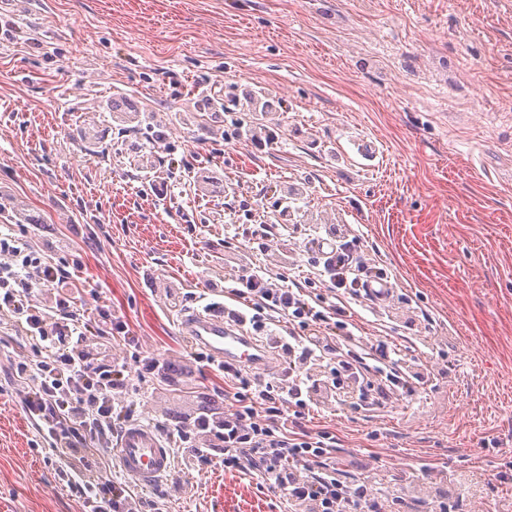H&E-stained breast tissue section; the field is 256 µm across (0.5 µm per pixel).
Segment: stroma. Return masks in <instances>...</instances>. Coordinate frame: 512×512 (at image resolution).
Returning a JSON list of instances; mask_svg holds the SVG:
<instances>
[{
    "label": "stroma",
    "instance_id": "obj_1",
    "mask_svg": "<svg viewBox=\"0 0 512 512\" xmlns=\"http://www.w3.org/2000/svg\"><path fill=\"white\" fill-rule=\"evenodd\" d=\"M0 19L18 31L0 43V225L25 203L18 232L52 262L78 257L83 309L126 323L134 344L91 332L83 351L124 366L135 421L195 414L222 384L183 312L230 303L255 270L330 295L308 245L353 239L391 288L350 303L354 332L396 344L419 392L355 411L319 384L310 428L406 512H512V0H0ZM232 86L282 101L276 144L255 149L236 106L200 121L193 93ZM116 110L143 112L144 146L166 133L170 198L70 137L78 122L111 144ZM283 217L288 241L247 233ZM31 356L0 314V512H88L16 396L9 367ZM150 357L169 374L144 375ZM129 487L162 512H289L220 465Z\"/></svg>",
    "mask_w": 512,
    "mask_h": 512
}]
</instances>
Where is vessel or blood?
<instances>
[{
  "instance_id": "b4317fda",
  "label": "vessel or blood",
  "mask_w": 512,
  "mask_h": 512,
  "mask_svg": "<svg viewBox=\"0 0 512 512\" xmlns=\"http://www.w3.org/2000/svg\"><path fill=\"white\" fill-rule=\"evenodd\" d=\"M182 329L191 342L226 363L264 370L276 358L272 349L250 336L241 324L225 322L220 316L189 314ZM115 455L121 470L146 487L161 484L172 466L171 451L164 441L151 427L137 422L123 431Z\"/></svg>"
}]
</instances>
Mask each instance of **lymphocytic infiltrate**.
Returning <instances> with one entry per match:
<instances>
[{
    "label": "lymphocytic infiltrate",
    "mask_w": 512,
    "mask_h": 512,
    "mask_svg": "<svg viewBox=\"0 0 512 512\" xmlns=\"http://www.w3.org/2000/svg\"><path fill=\"white\" fill-rule=\"evenodd\" d=\"M333 282L334 300L308 297L272 283L259 273L239 276L233 289L243 309L233 315L258 332L266 328L268 313L287 316L293 326L279 342L288 362L277 383L248 377L241 368L219 364L224 378V404L199 415L179 418L163 432L185 466L202 468L221 460L226 469L257 472L267 489L284 495L304 512H380L382 504L369 485L346 477L332 460L336 437L307 425L310 404L305 394L310 375L306 368L324 363L327 387L346 396L359 384L354 408L385 402L394 389L412 394L416 386L404 373L387 344L373 354L363 352L360 337L345 320L350 301L360 298L367 281L366 267L349 243H333L314 258ZM55 289L51 304H33L34 290ZM66 262L44 261L29 241L0 231V312L23 323L34 342V357L13 365V376L27 380L17 392L39 435L54 448L75 451L89 446L108 450L131 420V388L123 369L94 363L81 346L87 332L111 336L127 330L106 312L82 318ZM211 435L213 448H200L194 435ZM67 485L92 512H143L126 484L106 477L86 476L68 467Z\"/></svg>",
    "instance_id": "obj_1"
}]
</instances>
